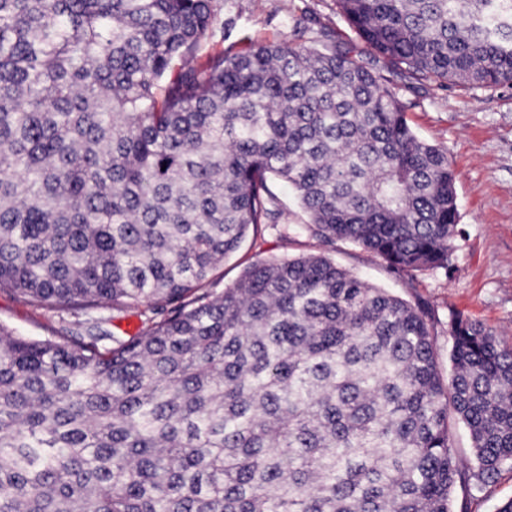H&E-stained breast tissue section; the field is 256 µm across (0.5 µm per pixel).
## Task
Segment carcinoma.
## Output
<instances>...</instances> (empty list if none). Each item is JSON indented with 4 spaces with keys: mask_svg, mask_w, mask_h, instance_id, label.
Segmentation results:
<instances>
[{
    "mask_svg": "<svg viewBox=\"0 0 512 512\" xmlns=\"http://www.w3.org/2000/svg\"><path fill=\"white\" fill-rule=\"evenodd\" d=\"M336 6L393 72L512 86V0ZM215 21V0H0V289L87 315L66 343L0 327V512H465L512 469L511 347L453 313L445 378L429 312L324 254L208 289L280 224L275 181L293 234L451 269L447 152L330 33L238 50ZM139 307L127 340L88 317Z\"/></svg>",
    "mask_w": 512,
    "mask_h": 512,
    "instance_id": "carcinoma-1",
    "label": "carcinoma"
}]
</instances>
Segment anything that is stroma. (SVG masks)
Wrapping results in <instances>:
<instances>
[{"instance_id": "1", "label": "stroma", "mask_w": 512, "mask_h": 512, "mask_svg": "<svg viewBox=\"0 0 512 512\" xmlns=\"http://www.w3.org/2000/svg\"><path fill=\"white\" fill-rule=\"evenodd\" d=\"M221 10L237 15L233 30L216 22L214 39L222 44L250 36L257 42L287 38L304 42L306 33L340 34L365 65L389 73L391 87L422 138L448 154L456 177L459 224L451 271L413 275L394 273L363 248L338 241L324 244L288 234L283 227H261L241 250L226 259L214 280L215 292L234 283L252 261L322 253L371 283L424 304L441 373H448V317L459 312L491 329L501 346L512 347V86L470 91L417 83L389 72L387 62L367 52L340 15L336 0H220ZM0 325L33 339L63 341L77 331L69 314L43 311L0 290Z\"/></svg>"}]
</instances>
